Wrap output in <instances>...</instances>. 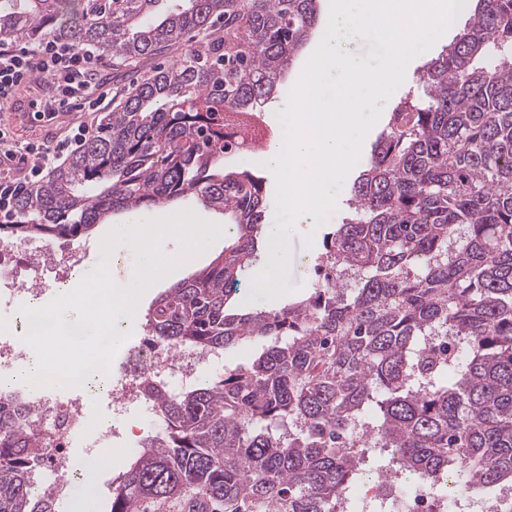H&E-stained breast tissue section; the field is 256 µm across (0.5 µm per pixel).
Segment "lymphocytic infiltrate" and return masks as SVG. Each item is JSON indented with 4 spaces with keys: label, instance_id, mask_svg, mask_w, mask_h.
Segmentation results:
<instances>
[{
    "label": "lymphocytic infiltrate",
    "instance_id": "obj_1",
    "mask_svg": "<svg viewBox=\"0 0 512 512\" xmlns=\"http://www.w3.org/2000/svg\"><path fill=\"white\" fill-rule=\"evenodd\" d=\"M102 55L98 50L61 39L34 45L0 42V124L8 125L7 110L18 102L21 87L48 86L39 105L51 117L60 111H96L108 93L97 80ZM89 135L85 124L70 127L66 135L38 143H20L0 133V215L7 213L14 196L34 178L61 168L81 149Z\"/></svg>",
    "mask_w": 512,
    "mask_h": 512
}]
</instances>
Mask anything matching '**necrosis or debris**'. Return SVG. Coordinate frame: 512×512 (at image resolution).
<instances>
[{"mask_svg": "<svg viewBox=\"0 0 512 512\" xmlns=\"http://www.w3.org/2000/svg\"><path fill=\"white\" fill-rule=\"evenodd\" d=\"M86 247L79 241L60 252L48 243L30 238L0 239V302L19 306H41L49 288L67 287L77 265V256ZM28 329L24 317H16L10 333L0 336V392L9 394L29 410L30 423L41 437L45 453L36 471L38 489L59 499L68 498L76 472L70 448L87 431L85 401L101 395L108 401L102 437H125L121 423L134 414L153 412L143 392L146 381L169 383L178 378L191 380L198 367L215 355L189 346H167L148 341L144 336L127 337L120 345L103 386L84 385L61 394L52 388H33L20 383L19 376L31 361V352L22 337ZM409 491L401 498V512H432V495L407 476L381 473L364 491L360 502L393 493L400 486Z\"/></svg>", "mask_w": 512, "mask_h": 512, "instance_id": "obj_1", "label": "necrosis or debris"}]
</instances>
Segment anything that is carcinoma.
Listing matches in <instances>:
<instances>
[{"mask_svg": "<svg viewBox=\"0 0 512 512\" xmlns=\"http://www.w3.org/2000/svg\"><path fill=\"white\" fill-rule=\"evenodd\" d=\"M320 0H0V39L48 32L156 66L105 113L67 166L15 196L0 238L74 241L116 211L193 198L234 241L147 312L155 342L219 351L284 338L249 367L172 395L149 383L164 430L112 481L110 512L189 489L224 512H346L374 457L444 495L512 512V0H477L423 71L428 100L391 112L325 236L312 292L231 312L261 247L262 180L224 172L261 150L253 118L319 26ZM41 444L0 399V512H58L36 492Z\"/></svg>", "mask_w": 512, "mask_h": 512, "instance_id": "carcinoma-1", "label": "carcinoma"}]
</instances>
